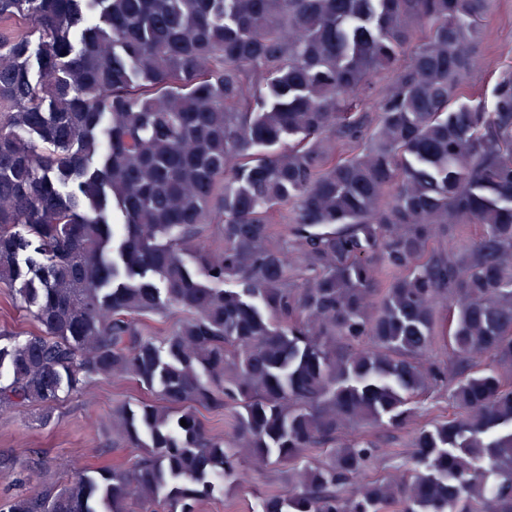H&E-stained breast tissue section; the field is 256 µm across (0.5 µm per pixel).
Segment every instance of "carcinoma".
Masks as SVG:
<instances>
[{
	"instance_id": "carcinoma-1",
	"label": "carcinoma",
	"mask_w": 512,
	"mask_h": 512,
	"mask_svg": "<svg viewBox=\"0 0 512 512\" xmlns=\"http://www.w3.org/2000/svg\"><path fill=\"white\" fill-rule=\"evenodd\" d=\"M488 5L0 0V285L37 326L0 408L154 396L112 412L133 468L0 512H197L243 457L288 468L262 512H512V74L459 100ZM443 390L411 467L369 477L356 429Z\"/></svg>"
}]
</instances>
